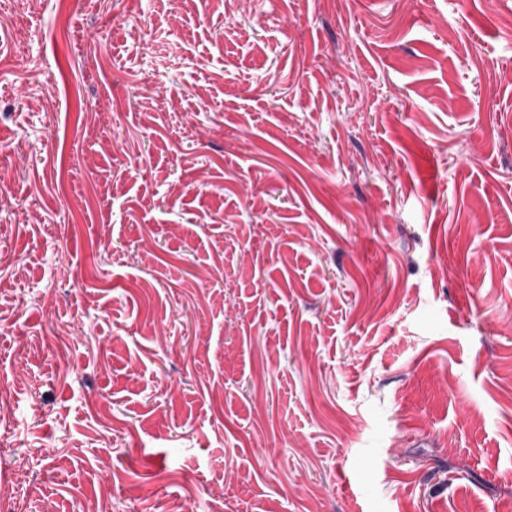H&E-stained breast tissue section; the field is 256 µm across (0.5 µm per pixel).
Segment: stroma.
I'll return each mask as SVG.
<instances>
[{
  "mask_svg": "<svg viewBox=\"0 0 512 512\" xmlns=\"http://www.w3.org/2000/svg\"><path fill=\"white\" fill-rule=\"evenodd\" d=\"M14 512H512V0H0Z\"/></svg>",
  "mask_w": 512,
  "mask_h": 512,
  "instance_id": "1",
  "label": "stroma"
}]
</instances>
